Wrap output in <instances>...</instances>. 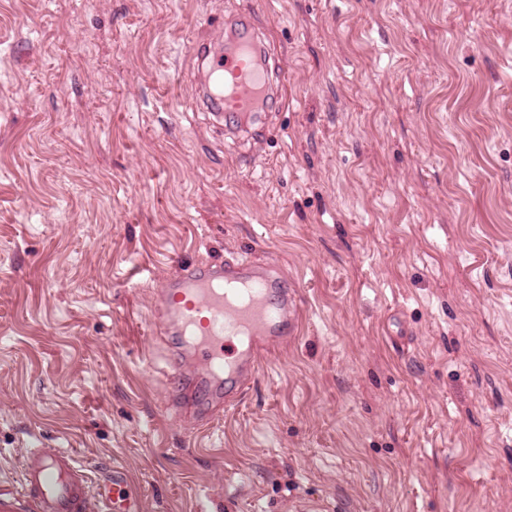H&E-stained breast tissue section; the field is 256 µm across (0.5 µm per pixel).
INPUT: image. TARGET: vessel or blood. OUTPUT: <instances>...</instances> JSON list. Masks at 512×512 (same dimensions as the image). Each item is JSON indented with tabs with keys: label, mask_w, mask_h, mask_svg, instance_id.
<instances>
[{
	"label": "vessel or blood",
	"mask_w": 512,
	"mask_h": 512,
	"mask_svg": "<svg viewBox=\"0 0 512 512\" xmlns=\"http://www.w3.org/2000/svg\"><path fill=\"white\" fill-rule=\"evenodd\" d=\"M202 69L197 96L234 131L244 130L272 95L270 64L261 32L243 17L225 30L224 49L196 43ZM159 339L168 352L170 378L181 397L202 398L207 413L231 404L256 373L261 357L285 345L299 327L294 295L272 265L246 259L183 266L155 290ZM23 496L0 494V512H139L122 473L97 500L63 448H32L24 456Z\"/></svg>",
	"instance_id": "vessel-or-blood-1"
}]
</instances>
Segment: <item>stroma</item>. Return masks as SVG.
Returning a JSON list of instances; mask_svg holds the SVG:
<instances>
[{
  "mask_svg": "<svg viewBox=\"0 0 512 512\" xmlns=\"http://www.w3.org/2000/svg\"><path fill=\"white\" fill-rule=\"evenodd\" d=\"M236 16L266 139L197 103ZM232 258L300 330L202 423L153 296ZM35 446L142 512H512V0H0V490Z\"/></svg>",
  "mask_w": 512,
  "mask_h": 512,
  "instance_id": "obj_1",
  "label": "stroma"
}]
</instances>
